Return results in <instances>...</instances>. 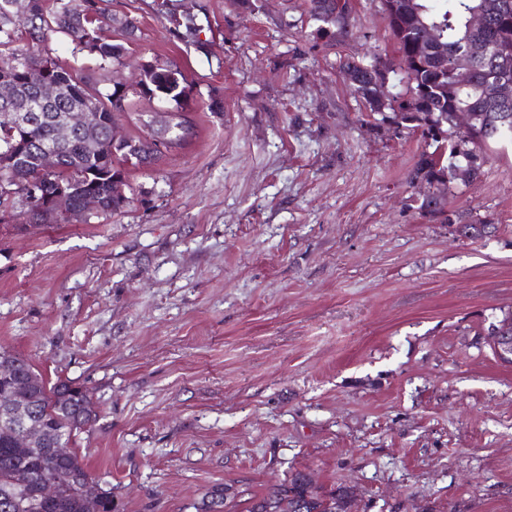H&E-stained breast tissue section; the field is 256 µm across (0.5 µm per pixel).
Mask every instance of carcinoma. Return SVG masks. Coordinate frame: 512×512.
I'll use <instances>...</instances> for the list:
<instances>
[{
    "mask_svg": "<svg viewBox=\"0 0 512 512\" xmlns=\"http://www.w3.org/2000/svg\"><path fill=\"white\" fill-rule=\"evenodd\" d=\"M15 0H0V73L20 85V94L28 100L29 111L38 121L24 134L11 132L0 120V153L16 157L10 170L0 175L25 187L22 197H0V213L10 212L19 224H59L51 219L46 207L48 198L59 188L57 179L40 168L38 152L42 145L54 142V119L71 108H94L100 113L97 131L98 147L93 149L85 137L74 135L56 145L61 177L72 190L70 208L80 212L84 199L93 195L99 211L86 223L132 205L134 194H128L131 170L152 171L168 141L181 146L196 136V121L183 108L190 88L182 72L171 65L140 59L139 79L134 85L119 75L109 79V86L99 88V81L53 55L51 41L57 36L70 39L73 54L92 61L95 69L105 74L121 62L127 45L137 38L136 21L124 15L115 17L104 12L99 0H27L29 10L24 17L12 9ZM310 16L327 27L335 28L332 36L345 33L350 13L349 0H309ZM496 0H382V8L400 56L398 68L373 55L369 58L346 59L340 67L350 80L355 94L362 98L370 116L379 122L402 126L420 132L421 151L411 172V181L423 183L428 191L422 195L420 209L433 218L465 229V237L483 238L495 225L489 219H475L450 210L452 184L458 170L469 169L466 184L477 178L489 160L487 150L495 147L503 152L512 146V98L499 100L489 86L486 75L508 53L512 62V13L495 11ZM486 8L487 23L483 30L472 32L468 21L475 9ZM115 22L120 39L108 41L97 35L104 18ZM432 28L441 40L424 54L418 45L421 33ZM487 45L481 58L473 61L471 80L466 84L453 81V64L464 59V48L471 41ZM51 64L44 69L43 62ZM406 81L410 98L389 99L384 109L374 108L377 67ZM52 80L59 94L52 102L36 98L39 85ZM172 102L173 124L168 128L143 123L141 133L129 137L125 144L113 145L109 138L110 123L125 113L134 98ZM467 111L472 116L468 131L451 124L452 113ZM487 336L512 337V309L491 322ZM7 375L0 376V392L21 384L22 402L40 421L47 442L68 443L86 428L79 419L81 401L87 390L73 386L68 380L52 383L19 354H8ZM73 386L76 394L69 402L57 398L59 387ZM59 468L70 470L79 478L89 477L78 453L56 457L44 448H24L0 431V512H88L83 497L75 488L67 487L47 502H37L40 479ZM353 492L347 487L325 490L311 474L297 471L275 485L248 512H352ZM224 489L214 488L194 505L196 512H224Z\"/></svg>",
    "mask_w": 512,
    "mask_h": 512,
    "instance_id": "1",
    "label": "carcinoma"
}]
</instances>
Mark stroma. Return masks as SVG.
Here are the masks:
<instances>
[{
	"label": "stroma",
	"mask_w": 512,
	"mask_h": 512,
	"mask_svg": "<svg viewBox=\"0 0 512 512\" xmlns=\"http://www.w3.org/2000/svg\"><path fill=\"white\" fill-rule=\"evenodd\" d=\"M100 0L175 62L197 134L146 202L90 224L0 227V349L86 387L75 449L120 512H247L289 472L353 488V512H512V364L477 331L512 308V152L421 214L420 138L374 127L340 59L397 60L381 0L316 36L307 0ZM194 14L204 48L173 37ZM223 111H209L210 95Z\"/></svg>",
	"instance_id": "stroma-1"
}]
</instances>
